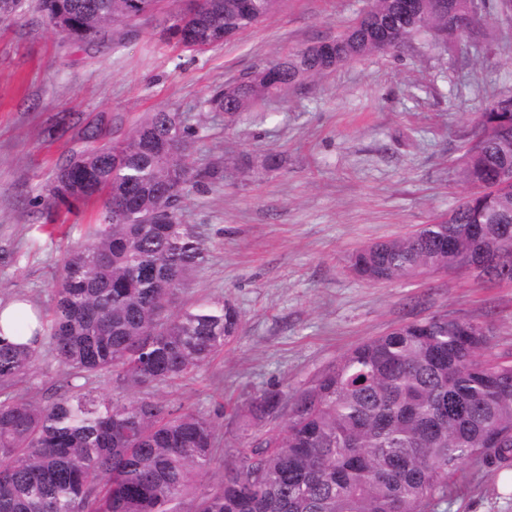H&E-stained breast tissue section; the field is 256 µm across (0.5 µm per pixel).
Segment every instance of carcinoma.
Wrapping results in <instances>:
<instances>
[{"label": "carcinoma", "instance_id": "cac0c4a2", "mask_svg": "<svg viewBox=\"0 0 512 512\" xmlns=\"http://www.w3.org/2000/svg\"><path fill=\"white\" fill-rule=\"evenodd\" d=\"M158 0H38L50 27L79 44L105 41ZM202 0L170 15L167 39L206 50L254 27L274 0ZM467 0H372L359 21L330 40L345 58L431 33H461ZM324 56L288 54L279 81L302 66L322 73ZM277 92L261 71L214 88L199 105L227 123ZM475 118L458 159L462 198L441 224L367 245L352 256L367 283L400 282L449 258L461 267L494 248L490 278L512 279V188L496 184L512 165V100ZM200 123L159 108L117 143L89 146L53 176L47 211L102 203L99 223L67 252L52 285L49 318L28 344L0 338V512H437L450 477L468 463L512 468V358L493 353L480 323L435 315L365 341L306 386L262 389L236 410L241 434L214 482L219 424L174 407L159 387L193 378L238 335L241 312L222 299L180 305L206 250L178 214L192 190L220 180L187 158ZM155 140L170 144L161 154ZM48 347L67 376L50 402L19 389ZM109 377L111 391L86 384ZM288 419L265 428L280 408Z\"/></svg>", "mask_w": 512, "mask_h": 512}]
</instances>
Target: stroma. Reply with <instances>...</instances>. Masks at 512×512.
Wrapping results in <instances>:
<instances>
[{"instance_id":"1","label":"stroma","mask_w":512,"mask_h":512,"mask_svg":"<svg viewBox=\"0 0 512 512\" xmlns=\"http://www.w3.org/2000/svg\"><path fill=\"white\" fill-rule=\"evenodd\" d=\"M179 0L112 30L99 45L68 41L22 0L0 21V304L51 306V279L100 202L60 212L48 233L39 201L55 170L87 146L125 139L165 107L196 113L211 89L246 77L295 48L347 32L370 0H279L260 24L198 53L169 43L164 22ZM512 94V14L483 13L478 33L361 57L306 79L242 113L208 114L192 167L221 180L190 193L180 214L207 250L183 299L221 298L242 330L194 379L161 387L175 405L220 417L278 383L296 389L349 349L434 314L489 324L494 351L512 354V282L449 271L370 284L351 269L361 247L408 235L446 216L470 189L456 160L489 101ZM279 157L263 170L267 155ZM64 375L41 353L27 377L47 402ZM439 512H512V475L467 465Z\"/></svg>"}]
</instances>
